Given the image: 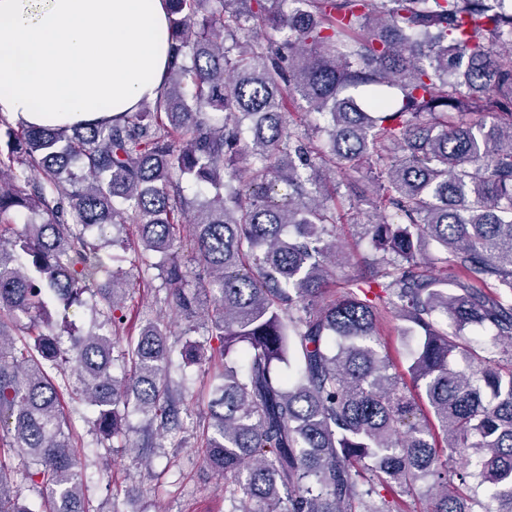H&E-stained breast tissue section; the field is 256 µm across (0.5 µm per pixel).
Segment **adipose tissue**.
Listing matches in <instances>:
<instances>
[{"mask_svg": "<svg viewBox=\"0 0 512 512\" xmlns=\"http://www.w3.org/2000/svg\"><path fill=\"white\" fill-rule=\"evenodd\" d=\"M166 0H0V114L27 126L112 121L162 92Z\"/></svg>", "mask_w": 512, "mask_h": 512, "instance_id": "obj_1", "label": "adipose tissue"}]
</instances>
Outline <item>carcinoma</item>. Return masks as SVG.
Returning a JSON list of instances; mask_svg holds the SVG:
<instances>
[{"mask_svg": "<svg viewBox=\"0 0 512 512\" xmlns=\"http://www.w3.org/2000/svg\"><path fill=\"white\" fill-rule=\"evenodd\" d=\"M168 3L159 98L82 129L0 117V512H89L64 392L104 448L135 447L133 415L146 445L183 427L176 352L222 362L193 430L227 512H417L374 496L423 480L424 512H512V350L465 336L512 346V0ZM344 166L370 180L340 191ZM368 194L373 252L337 282ZM157 256L183 335L205 329L179 350L159 320L117 336ZM89 299L102 320L63 348L53 314ZM389 317L416 341L401 372Z\"/></svg>", "mask_w": 512, "mask_h": 512, "instance_id": "1", "label": "carcinoma"}]
</instances>
